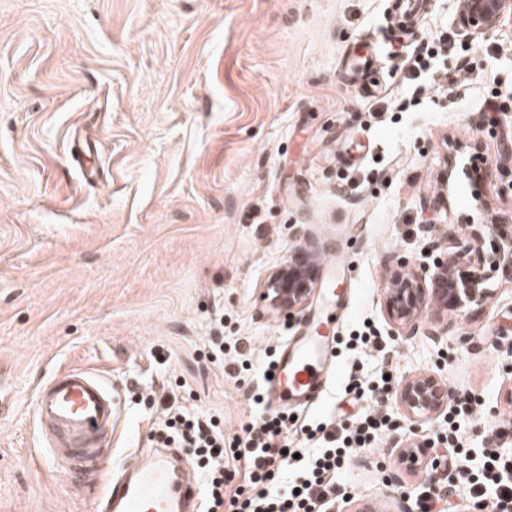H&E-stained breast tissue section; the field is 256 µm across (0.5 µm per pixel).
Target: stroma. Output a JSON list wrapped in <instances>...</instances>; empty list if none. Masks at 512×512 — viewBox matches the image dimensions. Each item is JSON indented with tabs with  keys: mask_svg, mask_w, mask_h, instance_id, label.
<instances>
[{
	"mask_svg": "<svg viewBox=\"0 0 512 512\" xmlns=\"http://www.w3.org/2000/svg\"><path fill=\"white\" fill-rule=\"evenodd\" d=\"M456 6L430 0L403 40L388 0H0V359L15 402L0 416V512H91L105 491L46 456L33 408L53 371L87 367L124 390L113 463L150 448L154 392L222 416L232 449L262 415L249 390L266 352L324 312L336 376L302 416L354 419L352 374L436 373L470 398L423 427L435 488L465 512L454 485L476 474L492 427H512V286L438 342L423 327L393 336L383 307L392 258L427 263L467 227L512 221V21L468 39ZM424 33L440 88L404 66ZM363 41L381 65L373 96L342 69ZM473 137L480 153H456ZM299 225L333 264L301 309L277 312L262 284ZM365 321L394 354L345 347ZM374 408L394 428L337 483L352 504L416 512L425 486L396 455L411 426L393 394Z\"/></svg>",
	"mask_w": 512,
	"mask_h": 512,
	"instance_id": "obj_1",
	"label": "stroma"
}]
</instances>
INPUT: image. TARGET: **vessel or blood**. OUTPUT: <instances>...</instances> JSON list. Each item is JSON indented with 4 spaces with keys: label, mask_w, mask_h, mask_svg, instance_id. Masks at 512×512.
<instances>
[{
    "label": "vessel or blood",
    "mask_w": 512,
    "mask_h": 512,
    "mask_svg": "<svg viewBox=\"0 0 512 512\" xmlns=\"http://www.w3.org/2000/svg\"><path fill=\"white\" fill-rule=\"evenodd\" d=\"M332 345V338L315 329L294 337L278 355L267 386L269 404L278 408L313 405L334 373ZM34 414L51 459L66 474L111 459L114 436L127 420L126 404L112 384L81 369L52 373L36 392ZM101 509L201 512V483L181 453L168 448L139 450L131 464L118 470Z\"/></svg>",
    "instance_id": "vessel-or-blood-1"
}]
</instances>
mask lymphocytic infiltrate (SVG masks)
<instances>
[{
    "label": "lymphocytic infiltrate",
    "instance_id": "obj_1",
    "mask_svg": "<svg viewBox=\"0 0 512 512\" xmlns=\"http://www.w3.org/2000/svg\"><path fill=\"white\" fill-rule=\"evenodd\" d=\"M165 420L154 441L158 448H184L186 460L201 471L205 482L204 512H321V501L336 493V473L350 449L372 447L384 418L332 424L308 423L307 437L315 449L289 448L286 432L293 417L276 413L244 428L232 456L224 454V429L216 420L203 421L187 409L165 403ZM481 476L466 482L463 493L475 512H505L512 504V456L496 448L483 451ZM244 470L246 485L225 499L229 462Z\"/></svg>",
    "mask_w": 512,
    "mask_h": 512
}]
</instances>
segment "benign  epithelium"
I'll return each mask as SVG.
<instances>
[{"label": "benign epithelium", "instance_id": "1", "mask_svg": "<svg viewBox=\"0 0 512 512\" xmlns=\"http://www.w3.org/2000/svg\"><path fill=\"white\" fill-rule=\"evenodd\" d=\"M512 18V0H459L455 26L466 38H477L505 18ZM490 247H485V239ZM315 253L298 245L288 261L273 269L263 283V297L272 308L293 311L312 293L316 280ZM512 285V232L500 224H486L484 231H467L455 241V250L438 256L433 263L416 264L397 258L388 268L385 312L400 334L413 333L428 312L434 315L429 336L441 337L448 316H466L485 307L495 293L492 277ZM395 399L404 416L423 424L448 409L452 393L448 384L430 372H419L402 380ZM427 441H409L398 449L402 461L422 477L438 478L436 471L422 466Z\"/></svg>", "mask_w": 512, "mask_h": 512}]
</instances>
